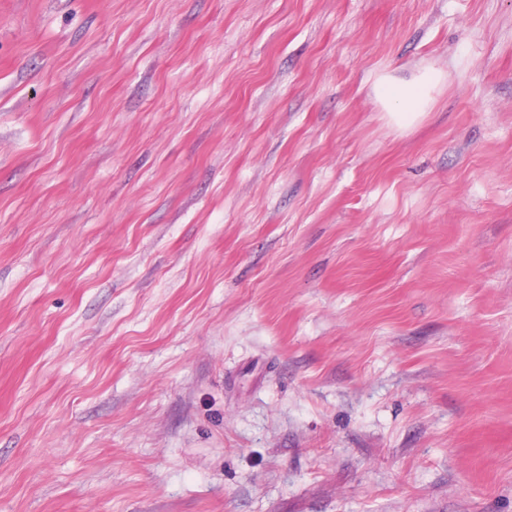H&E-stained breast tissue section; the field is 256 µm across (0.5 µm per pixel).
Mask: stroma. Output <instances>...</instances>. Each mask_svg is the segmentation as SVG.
<instances>
[{
    "label": "stroma",
    "mask_w": 512,
    "mask_h": 512,
    "mask_svg": "<svg viewBox=\"0 0 512 512\" xmlns=\"http://www.w3.org/2000/svg\"><path fill=\"white\" fill-rule=\"evenodd\" d=\"M0 512H512V0H0ZM444 77L433 68L425 69L408 81L386 74L375 83V99L397 126L407 127L427 110L433 90Z\"/></svg>",
    "instance_id": "obj_1"
}]
</instances>
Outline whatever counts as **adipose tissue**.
Wrapping results in <instances>:
<instances>
[{"label": "adipose tissue", "mask_w": 512, "mask_h": 512, "mask_svg": "<svg viewBox=\"0 0 512 512\" xmlns=\"http://www.w3.org/2000/svg\"><path fill=\"white\" fill-rule=\"evenodd\" d=\"M443 80V73L433 68L408 81L386 74L375 83V99L397 126L406 127L427 110L433 90Z\"/></svg>", "instance_id": "adipose-tissue-1"}]
</instances>
